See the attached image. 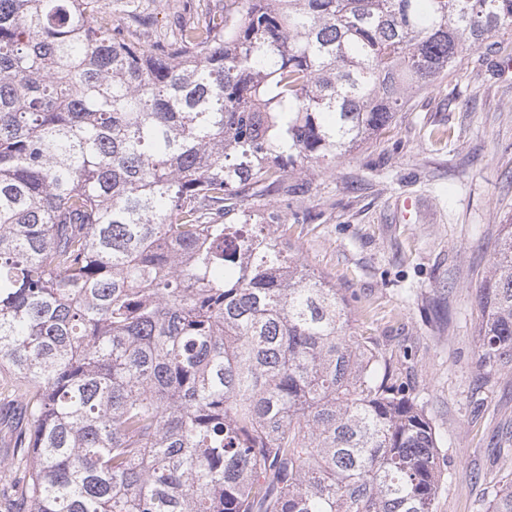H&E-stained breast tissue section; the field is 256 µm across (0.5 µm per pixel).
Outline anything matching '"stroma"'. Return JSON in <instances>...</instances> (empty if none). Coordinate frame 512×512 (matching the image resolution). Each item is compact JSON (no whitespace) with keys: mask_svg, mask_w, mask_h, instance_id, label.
Listing matches in <instances>:
<instances>
[{"mask_svg":"<svg viewBox=\"0 0 512 512\" xmlns=\"http://www.w3.org/2000/svg\"><path fill=\"white\" fill-rule=\"evenodd\" d=\"M170 37L230 0H138ZM512 40L463 55L454 75L415 92L390 129L336 163L299 173L309 190L266 203L298 258L347 298L349 328L374 337L435 430L443 478L435 512H484V490L512 472V373L475 367L476 295L500 227L512 220ZM419 210L403 220L405 199ZM27 427L0 396V512H12L15 440Z\"/></svg>","mask_w":512,"mask_h":512,"instance_id":"obj_1","label":"stroma"}]
</instances>
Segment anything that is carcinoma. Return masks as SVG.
Masks as SVG:
<instances>
[{
    "label": "carcinoma",
    "instance_id": "obj_1",
    "mask_svg": "<svg viewBox=\"0 0 512 512\" xmlns=\"http://www.w3.org/2000/svg\"><path fill=\"white\" fill-rule=\"evenodd\" d=\"M105 9L0 0L16 512H434L423 408L253 206L511 39L512 0H237L153 46ZM476 299V365L512 372V223Z\"/></svg>",
    "mask_w": 512,
    "mask_h": 512
}]
</instances>
